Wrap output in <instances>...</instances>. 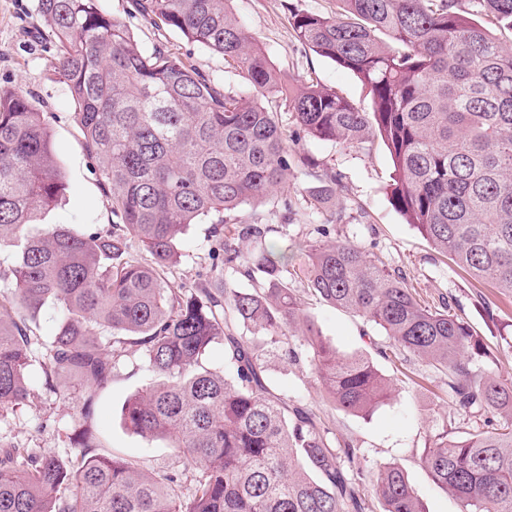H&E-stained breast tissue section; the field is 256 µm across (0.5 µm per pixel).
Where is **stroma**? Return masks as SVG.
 I'll use <instances>...</instances> for the list:
<instances>
[{
	"label": "stroma",
	"instance_id": "obj_1",
	"mask_svg": "<svg viewBox=\"0 0 512 512\" xmlns=\"http://www.w3.org/2000/svg\"><path fill=\"white\" fill-rule=\"evenodd\" d=\"M98 5L130 28L145 49L162 47L189 57L218 86L231 92L247 91L240 71L228 66L221 55L188 43L171 29L156 27L135 11L132 0H98ZM228 6L292 88L315 81L361 108H370L368 90L357 76L300 43L292 30L290 9L331 13L335 0H229ZM43 31L37 0H0V87L30 94L43 113L66 186L62 202L46 211L41 221L82 232L105 229L112 222V201L92 171L72 119L70 94L55 73L53 52L48 43L33 39ZM298 148L318 160L321 172L337 177L340 202L347 214L344 223H334L331 210L314 206L308 190L315 180L302 167L294 171L288 188L297 210L293 220H284L281 198L274 195L239 207L231 213V222L267 226L269 239L289 246L293 266L302 262L304 245L316 240L319 225H327L331 237L359 242L372 257L403 276L425 303L447 306L450 313L467 321L490 350V366L503 378L512 379V303H501L492 289L479 288L393 207L389 195L393 163L381 142L355 147L307 137ZM212 231L207 220L191 226L181 243V262L169 275L174 286L194 287L203 281ZM307 311L322 335L340 351L366 350L360 319L314 299L309 300ZM60 320L57 307L49 305L26 321L36 338L31 353V394L24 404L0 410V443L70 458L75 454L70 437L80 419L84 387L72 383L69 395L60 396L45 389L39 368L46 354L44 344L54 336ZM377 366L396 377L397 385L391 397L366 416L347 413L330 403L307 364L272 358L267 370L279 394L299 397L316 409L330 431L338 439L353 442L370 466L400 464L426 512H460L459 502L439 489L419 464V455L434 432L446 429L457 435L470 426L449 401L444 376L416 360L407 363L402 376L387 361H378ZM149 378L141 350L129 347L96 398L93 423L99 451L155 472L182 470L176 449L161 440L146 441L121 423L123 404Z\"/></svg>",
	"mask_w": 512,
	"mask_h": 512
}]
</instances>
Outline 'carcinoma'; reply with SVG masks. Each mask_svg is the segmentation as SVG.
<instances>
[{
	"label": "carcinoma",
	"mask_w": 512,
	"mask_h": 512,
	"mask_svg": "<svg viewBox=\"0 0 512 512\" xmlns=\"http://www.w3.org/2000/svg\"><path fill=\"white\" fill-rule=\"evenodd\" d=\"M98 0H38L56 47L54 69L100 183L112 196V228L35 230L64 196L52 133L30 96L0 87V248H17L14 288L0 303V408L29 396L34 338L26 317L62 311L41 363L46 388L85 382L84 424L61 460L29 448L0 451V512H425L403 467L368 469L359 449L330 436L312 408L269 384L264 359L309 364L339 409L367 415L392 381L368 355L322 338L288 283L381 331L370 347L394 363L424 360L447 378L448 398L472 422L464 435L433 434L419 457L461 512H512V381L487 365L468 322L421 304L412 287L348 238L307 244L305 263L265 244L267 228L224 216L288 188L318 161L291 144L302 137L360 146L378 135L393 161V206L477 284L512 300V0H336L334 15L290 11L298 41L355 74L366 112L318 84L291 90L229 0H135L145 19L238 67L247 93L223 91L192 64L144 50ZM288 102V133L263 100ZM337 202L336 177L310 191ZM204 219L216 227L205 284L175 288L179 244ZM138 243L149 256L131 252ZM245 262L251 287L224 282ZM245 327L249 335L239 333ZM224 341V370L200 356ZM144 353L157 380L121 408L124 426L178 449L181 475L151 472L97 447L90 424L96 390L126 348Z\"/></svg>",
	"instance_id": "cac0c4a2"
}]
</instances>
